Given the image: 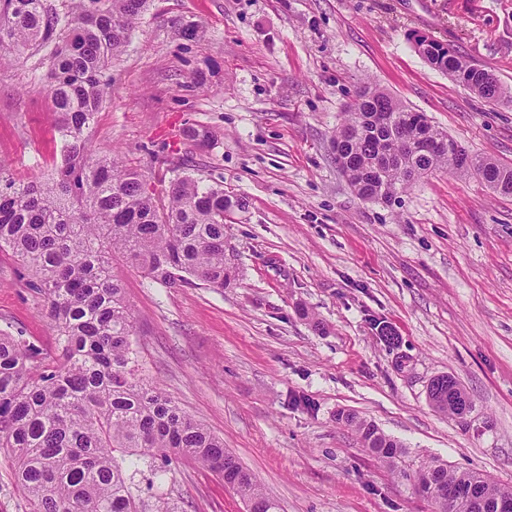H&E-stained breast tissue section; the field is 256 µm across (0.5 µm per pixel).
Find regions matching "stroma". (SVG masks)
<instances>
[{
  "instance_id": "35a3bbf8",
  "label": "stroma",
  "mask_w": 512,
  "mask_h": 512,
  "mask_svg": "<svg viewBox=\"0 0 512 512\" xmlns=\"http://www.w3.org/2000/svg\"><path fill=\"white\" fill-rule=\"evenodd\" d=\"M187 24L196 36H180ZM413 32L512 92V0H152L103 75L93 142L157 191L191 175L231 203L229 285L166 288L113 260L141 375L223 439L280 512H436L416 481L433 459L512 487V196L441 170L368 201L331 151L372 84L470 153L512 164V103L432 69ZM49 56L0 60V160L24 182L63 154ZM192 127L212 132L209 145L186 139ZM27 280L0 253V330L54 347ZM441 375L470 395L466 417L430 405ZM342 412L399 440L395 465ZM164 487L180 512H246L192 462L173 464Z\"/></svg>"
}]
</instances>
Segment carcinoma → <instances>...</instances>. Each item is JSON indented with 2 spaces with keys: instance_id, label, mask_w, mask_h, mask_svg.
<instances>
[{
  "instance_id": "1",
  "label": "carcinoma",
  "mask_w": 512,
  "mask_h": 512,
  "mask_svg": "<svg viewBox=\"0 0 512 512\" xmlns=\"http://www.w3.org/2000/svg\"><path fill=\"white\" fill-rule=\"evenodd\" d=\"M0 0V54L61 39L45 87L57 115L63 157L38 183L3 176L0 162V252L30 274L29 287L48 308L57 346L0 332V449L15 460V484L30 512H174L170 498L143 494L163 482L174 461L229 470L225 484L259 512H279L257 478L224 461V441L139 374L130 336L134 322L121 281L119 253L166 288L229 280L224 257V190L190 175L170 181L160 204L145 176L92 146L87 130L107 94L103 71L127 44L149 0ZM416 51L480 97L512 102L499 80L448 46L419 36ZM336 132V163L361 197L392 201L438 170L476 174L512 195V165L471 155L422 112L367 85ZM390 146L402 162L377 167ZM435 408L453 414L456 391L437 378ZM368 450L392 464L403 445L354 414L340 417ZM418 483L478 485L486 502L512 501V488L432 461Z\"/></svg>"
}]
</instances>
